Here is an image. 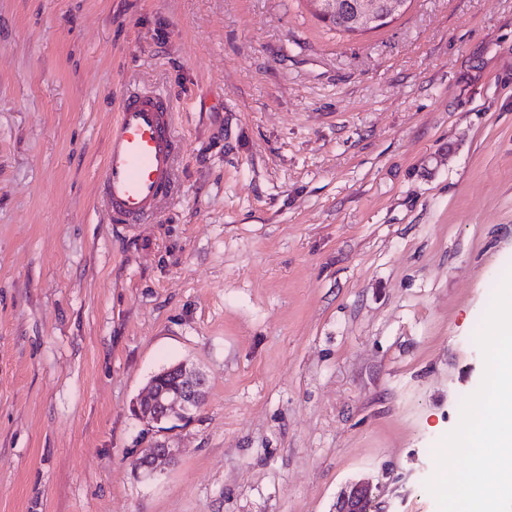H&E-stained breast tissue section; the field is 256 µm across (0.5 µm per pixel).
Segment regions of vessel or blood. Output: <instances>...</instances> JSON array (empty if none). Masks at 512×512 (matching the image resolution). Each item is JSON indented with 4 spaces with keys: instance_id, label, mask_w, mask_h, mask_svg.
<instances>
[{
    "instance_id": "obj_1",
    "label": "vessel or blood",
    "mask_w": 512,
    "mask_h": 512,
    "mask_svg": "<svg viewBox=\"0 0 512 512\" xmlns=\"http://www.w3.org/2000/svg\"><path fill=\"white\" fill-rule=\"evenodd\" d=\"M174 102L164 92L130 89L107 131L100 202L116 224H145L174 186L179 145Z\"/></svg>"
}]
</instances>
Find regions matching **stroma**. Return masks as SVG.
Listing matches in <instances>:
<instances>
[{"instance_id": "obj_1", "label": "stroma", "mask_w": 512, "mask_h": 512, "mask_svg": "<svg viewBox=\"0 0 512 512\" xmlns=\"http://www.w3.org/2000/svg\"><path fill=\"white\" fill-rule=\"evenodd\" d=\"M175 102L149 224L98 203L119 95ZM512 271V0L330 31L307 0H0V512H439ZM206 375L159 431L154 374ZM176 457L134 462L156 441ZM178 376L179 384L160 387L161 376ZM152 377L147 390L137 401L141 416L154 424L170 421H188L201 407L206 393V377L203 371L187 363H178ZM373 495V489L369 484L355 483L346 489L340 497L337 512H358L355 510L359 504L355 506L354 504H356L358 500H362L364 497L372 499Z\"/></svg>"}]
</instances>
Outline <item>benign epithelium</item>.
I'll list each match as a JSON object with an SVG mask.
<instances>
[{
    "mask_svg": "<svg viewBox=\"0 0 512 512\" xmlns=\"http://www.w3.org/2000/svg\"><path fill=\"white\" fill-rule=\"evenodd\" d=\"M173 374L178 384L170 387L159 386L160 377ZM206 393V377L203 371L186 363H178L159 372V377L151 378L147 390L137 401L141 416L154 424L170 421H187L201 407ZM176 449L164 444H156L143 452L144 466L154 469L160 461L170 460ZM367 497L373 498V489L366 483H355L345 490L339 499L338 512H352L356 502Z\"/></svg>",
    "mask_w": 512,
    "mask_h": 512,
    "instance_id": "obj_1",
    "label": "benign epithelium"
}]
</instances>
